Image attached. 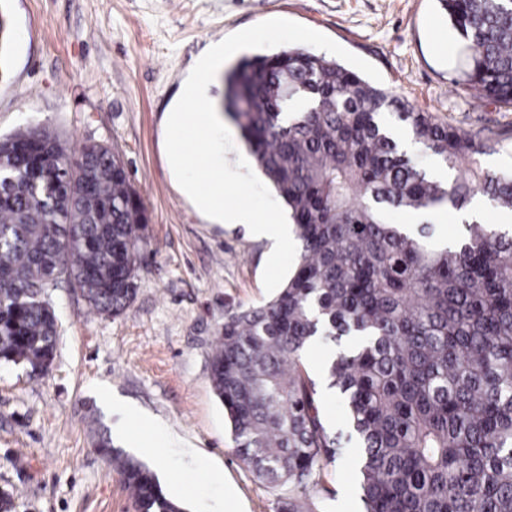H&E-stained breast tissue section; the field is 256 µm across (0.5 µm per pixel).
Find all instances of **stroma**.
Listing matches in <instances>:
<instances>
[{
    "instance_id": "35a3bbf8",
    "label": "stroma",
    "mask_w": 512,
    "mask_h": 512,
    "mask_svg": "<svg viewBox=\"0 0 512 512\" xmlns=\"http://www.w3.org/2000/svg\"><path fill=\"white\" fill-rule=\"evenodd\" d=\"M0 135L49 125L69 155L90 138L116 149L144 202L149 247L136 296L113 317L55 289V363L33 375L0 361V492L11 512H132L109 460L146 462L189 512H278L276 490L235 452L209 358L228 310L267 300L270 247L215 224L167 163V114L207 45L283 18L374 65L382 85L455 126H512V108L474 111L464 43L440 0H0ZM329 512H358L355 469L329 466Z\"/></svg>"
}]
</instances>
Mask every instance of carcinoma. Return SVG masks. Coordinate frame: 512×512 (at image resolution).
Masks as SVG:
<instances>
[{
    "instance_id": "obj_1",
    "label": "carcinoma",
    "mask_w": 512,
    "mask_h": 512,
    "mask_svg": "<svg viewBox=\"0 0 512 512\" xmlns=\"http://www.w3.org/2000/svg\"><path fill=\"white\" fill-rule=\"evenodd\" d=\"M441 2L475 98L512 107V0ZM224 110L301 242L269 301L225 315L210 358L239 458L287 490L279 512H326L322 473L350 448L362 512H512V233L467 221L440 243L430 222L387 219L464 211L479 193L512 211V168L482 162L512 129L464 130L304 50L242 58L224 73ZM395 130L452 179L432 178ZM146 224L108 145L89 138L72 158L46 126L1 137L0 361L50 370L64 271L90 310L123 313ZM318 348L337 425L306 363ZM100 448L137 512H185L146 464Z\"/></svg>"
}]
</instances>
